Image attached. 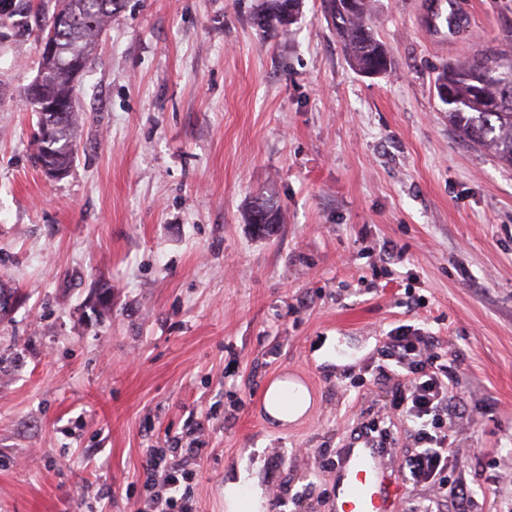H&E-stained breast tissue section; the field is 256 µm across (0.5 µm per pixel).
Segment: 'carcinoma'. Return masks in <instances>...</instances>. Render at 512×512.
Here are the masks:
<instances>
[{
	"mask_svg": "<svg viewBox=\"0 0 512 512\" xmlns=\"http://www.w3.org/2000/svg\"><path fill=\"white\" fill-rule=\"evenodd\" d=\"M299 12L301 0H261L254 16L257 26L286 32ZM347 60L359 71L387 70L391 65L384 45L370 27L371 0H323ZM70 23L55 35V50L41 55L42 67L27 95L37 115L31 146L33 157L47 175L66 173L76 155L82 126L74 110V91L81 72L92 61L97 37L117 10V0H62ZM448 88V122L473 147H489L496 158L512 166V59L486 48L461 65L448 64L435 88Z\"/></svg>",
	"mask_w": 512,
	"mask_h": 512,
	"instance_id": "carcinoma-1",
	"label": "carcinoma"
}]
</instances>
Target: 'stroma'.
Returning <instances> with one entry per match:
<instances>
[{
	"label": "stroma",
	"mask_w": 512,
	"mask_h": 512,
	"mask_svg": "<svg viewBox=\"0 0 512 512\" xmlns=\"http://www.w3.org/2000/svg\"><path fill=\"white\" fill-rule=\"evenodd\" d=\"M120 2L60 179L33 164L26 90L61 0L0 14V512H147L150 449L191 435L195 512H224L241 466L283 512H336L326 463L361 412L388 413L371 368L402 325L459 368L471 453L449 478L477 512H512V166L460 138L434 89L446 63L512 53V0H465L469 29L441 43L426 0H373L378 77L322 0L276 36L259 0ZM261 194L281 213L266 238L244 220ZM285 375L312 405L279 428L262 400Z\"/></svg>",
	"instance_id": "stroma-1"
}]
</instances>
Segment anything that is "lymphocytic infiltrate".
Segmentation results:
<instances>
[{
    "instance_id": "f902f5d3",
    "label": "lymphocytic infiltrate",
    "mask_w": 512,
    "mask_h": 512,
    "mask_svg": "<svg viewBox=\"0 0 512 512\" xmlns=\"http://www.w3.org/2000/svg\"><path fill=\"white\" fill-rule=\"evenodd\" d=\"M437 337L410 326L392 330L382 346L378 380H396L392 393V415L381 420L361 418L352 429V439L369 437L388 453H396L401 438L412 450L404 457L414 483L443 484L449 468L460 467L468 456L450 422L459 414V378L442 363L436 351ZM196 447L154 448L148 455L147 473L165 472L164 494H152L160 512H193L181 486L194 477L193 464L200 459Z\"/></svg>"
}]
</instances>
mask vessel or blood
Returning a JSON list of instances; mask_svg holds the SVG:
<instances>
[{
    "instance_id": "b4317fda",
    "label": "vessel or blood",
    "mask_w": 512,
    "mask_h": 512,
    "mask_svg": "<svg viewBox=\"0 0 512 512\" xmlns=\"http://www.w3.org/2000/svg\"><path fill=\"white\" fill-rule=\"evenodd\" d=\"M401 488L381 449L358 440L346 449L337 468V512H388Z\"/></svg>"
}]
</instances>
